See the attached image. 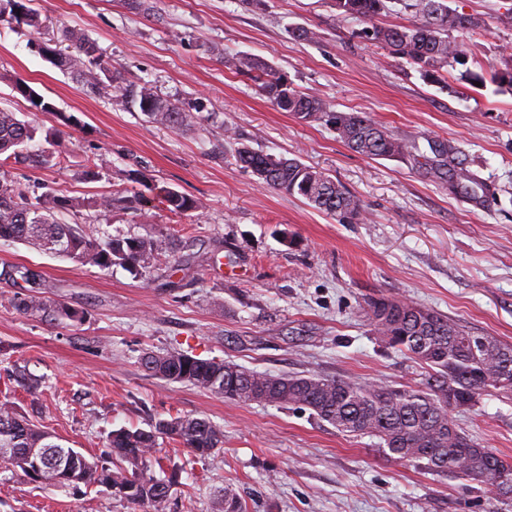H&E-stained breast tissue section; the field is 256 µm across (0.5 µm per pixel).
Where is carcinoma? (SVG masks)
<instances>
[{
  "label": "carcinoma",
  "instance_id": "carcinoma-1",
  "mask_svg": "<svg viewBox=\"0 0 512 512\" xmlns=\"http://www.w3.org/2000/svg\"><path fill=\"white\" fill-rule=\"evenodd\" d=\"M31 0H0V23L27 25L42 30ZM388 0H335L343 15L372 21L388 11ZM419 16L410 25L374 24L367 39L386 48L395 58L418 66L422 77L439 83L448 68L466 64L468 48L452 31H467L484 23L448 8L446 0H411ZM60 47L42 46L51 60L69 73L82 90L94 96L107 94L139 108L148 122L173 129L201 124L200 110H187L161 96L149 83L125 79L96 53L90 39L63 25L58 28ZM224 66L249 78L280 110L306 124L331 126L351 150L369 158L413 156V144L389 133L384 126L358 112H337L320 95L297 90L288 77L267 60L255 55L226 58ZM16 90L43 112L52 103L19 79ZM39 128L0 109V156L20 166H49L55 149H30ZM431 169L461 193L479 199L482 183L467 168L461 149L450 140L431 148ZM236 163L250 171L261 185L289 196L303 198L313 208L343 220H361L364 211L355 196L322 171L297 158L276 157L247 145L237 148ZM163 202L175 215L202 208V202L173 188L161 190ZM140 195L102 194L92 198L37 191V187L0 172V240L23 243L78 265L101 268L122 265L143 272L151 264L172 256L173 242L163 234L134 238H95L83 225L69 223L93 209L105 215L135 209ZM10 278H20L29 289L12 299L25 315L50 316L60 322H79L83 315L46 299L40 291L41 274L27 266H11ZM373 332L388 346L410 355L428 369L423 387L395 388L383 383L360 384L350 378L319 375H273L248 369L232 361L199 359L178 350L146 353L141 365L152 376L213 392L242 403H262L309 408L322 422L353 437L378 439L383 455L419 470L464 479L488 488L494 499L512 505V460L472 441L450 421L448 391L457 405L474 407L486 392L512 395V345L480 337L447 317L394 297L369 302ZM179 441L194 458L211 456L224 443L219 426L203 415H177L157 419L150 429L119 428L106 442L104 459H88L80 451L54 441V436L21 417L9 401H0V464L20 470L45 487L101 486L142 512H165L171 478L157 476L158 440ZM224 512H246L235 490L224 487Z\"/></svg>",
  "mask_w": 512,
  "mask_h": 512
}]
</instances>
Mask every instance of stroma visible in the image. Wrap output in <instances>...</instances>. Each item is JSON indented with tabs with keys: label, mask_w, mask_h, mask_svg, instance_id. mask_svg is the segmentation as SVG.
Here are the masks:
<instances>
[{
	"label": "stroma",
	"mask_w": 512,
	"mask_h": 512,
	"mask_svg": "<svg viewBox=\"0 0 512 512\" xmlns=\"http://www.w3.org/2000/svg\"><path fill=\"white\" fill-rule=\"evenodd\" d=\"M50 25L88 36L128 80H145L207 121L189 130L147 123L138 108L82 92L37 48L31 27L0 25V108L55 133L53 167L7 164L9 174L57 193L143 196L112 216L84 211L97 237L170 235L177 251L140 276L123 266H79L0 240V268L42 275V294L81 311L79 323L19 313L23 283L0 279V400L89 458L115 429L201 414L224 445L194 459L161 440V466L178 472L166 512H221L232 486L247 512H496L477 483L385 458L377 438L348 437L305 408L240 403L149 375L143 353L177 349L270 374L350 378L417 388L425 370L381 344L367 302L385 294L512 344V94L477 87L463 66L425 82L406 60L365 38L334 0H35ZM484 20L464 32L484 70L512 53V0H448ZM320 32L319 42L295 37ZM258 55L334 110L361 112L430 156L454 141L483 183L485 203L400 159L353 152L324 124L301 123L223 57ZM25 78L56 110L37 111L12 89ZM237 137L229 140L225 129ZM299 158L346 186L367 217L342 223L261 187L234 161L238 144ZM102 176L87 182V160ZM168 186L204 201L183 216L159 202ZM480 445L512 459V398L482 396L453 411ZM0 512H131L103 487H44L0 466Z\"/></svg>",
	"instance_id": "1"
}]
</instances>
